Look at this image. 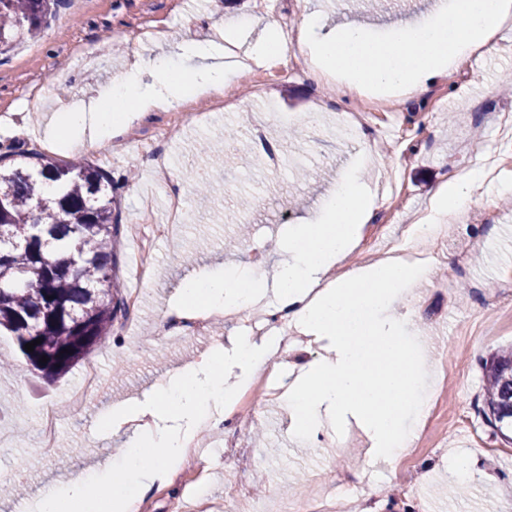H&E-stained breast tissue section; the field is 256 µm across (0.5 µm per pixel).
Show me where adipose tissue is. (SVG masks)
<instances>
[{"mask_svg":"<svg viewBox=\"0 0 512 512\" xmlns=\"http://www.w3.org/2000/svg\"><path fill=\"white\" fill-rule=\"evenodd\" d=\"M511 18L512 0H445L435 11L390 27L379 38L354 22L325 29L317 13L307 12L297 38L316 76L342 74L350 89L420 93L458 60L489 46ZM235 41L232 32L221 31L213 41L182 42L174 56L137 58L98 96L59 112L50 135L72 147H95L123 133L134 115L164 111L207 93L223 94L239 76L224 62L225 44ZM484 177L479 167L439 184L428 225L467 203ZM374 205L358 167H350L318 219L292 229L290 257L273 273L237 264L196 271L178 286L176 299L181 311L197 307L227 312L256 308L274 295L290 308L297 324L329 342L328 356L310 365L288 390L294 432L316 431L326 413L340 422L354 417L373 440L374 459L390 464L410 440L402 408L413 399L424 364L402 340L415 311L394 315L390 309L426 270L389 258L330 274L352 248ZM278 347L274 338L239 337L232 353L204 358L162 380L150 398L105 413L103 423L128 436L123 466L116 469L106 462L90 474L53 486L32 503V512H67L71 505L77 512H136L140 492L174 472L196 431L218 426L213 408L234 401ZM230 364L239 373L228 384L224 371Z\"/></svg>","mask_w":512,"mask_h":512,"instance_id":"obj_1","label":"adipose tissue"}]
</instances>
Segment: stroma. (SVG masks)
I'll return each mask as SVG.
<instances>
[{
    "label": "stroma",
    "mask_w": 512,
    "mask_h": 512,
    "mask_svg": "<svg viewBox=\"0 0 512 512\" xmlns=\"http://www.w3.org/2000/svg\"><path fill=\"white\" fill-rule=\"evenodd\" d=\"M436 0H199L175 16L172 0H81L77 9H62L50 27L0 55V154L8 146H39L52 123L57 103L94 97L134 54L147 53L150 40L142 28L166 27L167 44L212 39L217 28H240L226 61L245 55L261 33L260 21L272 17L279 29L296 30L304 10L318 11L326 26L350 18L381 31L430 9ZM500 48L469 55L446 79L428 85L420 95L400 98L385 93L378 112L365 128L366 139L346 136L337 116L364 111L367 101L342 91L341 81L317 83L312 71L285 69L282 58L252 64L233 86L226 112L215 114L209 99L195 101L209 113L196 129L174 111L141 115L122 135L121 152L105 157L85 153L88 162L111 171L118 200L120 233L116 275L122 293L139 290L135 326L125 340L98 345L56 382H47L20 356L12 337L0 336V354L12 361L0 372V408L12 419L0 426V471L13 473L14 490L0 496V512L23 507L48 486L94 465L102 457L120 464L122 436L99 423L112 407L149 397L168 373L220 348L231 350L243 324L231 318L215 321L208 335L159 337V316L174 307V292L191 268L231 261H250L262 253L274 268L288 248V228L314 219L337 179L362 150L383 158V167L362 172L378 190L380 171L395 176L397 193L379 201L373 224H390L405 235L416 217L428 214L435 186L451 174H462L482 158L491 173L474 197L448 217L443 231L451 263H436L409 291L408 302L421 312L410 332L424 339L429 359L416 386L437 408L423 447L406 449L393 464L374 463L371 442L356 422L343 429L326 426L307 441L289 431L288 399L256 392L240 407L229 430L198 431L195 442L209 472L204 490L219 512H295L298 503L331 501L336 487L351 480L356 494L341 501L348 508L374 512H512V445L492 435L480 409L484 392L481 362L512 345V302L483 310L474 294H460L459 283L496 289L512 286V209L499 192L512 183V40L496 35ZM104 48L108 69H93L90 50ZM268 115V139L283 155L280 170L263 163L247 167L229 163L212 171L211 199L195 202L191 182H184L186 212L172 233L141 246L133 234L143 212L164 216L167 195L153 183L151 167L140 152L154 128L165 130L162 156L171 177L208 165L198 146L223 144L233 129L240 144H249L248 117ZM250 202L248 239L233 249L225 242L237 234L239 199ZM140 250L152 271L139 280L129 262ZM290 352L271 354L267 366L281 386H289L299 367L317 360L325 343L294 329ZM100 376L97 390L84 407L73 410L67 394L81 387L88 368ZM52 406L60 417L55 447L35 439L40 409ZM235 435L233 447L225 432ZM463 457L473 464L468 482L449 481L448 463ZM190 477L176 469L171 478L141 493L142 512H176L196 504Z\"/></svg>",
    "instance_id": "stroma-1"
}]
</instances>
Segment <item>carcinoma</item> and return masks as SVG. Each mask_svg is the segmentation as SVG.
<instances>
[{
    "label": "carcinoma",
    "mask_w": 512,
    "mask_h": 512,
    "mask_svg": "<svg viewBox=\"0 0 512 512\" xmlns=\"http://www.w3.org/2000/svg\"><path fill=\"white\" fill-rule=\"evenodd\" d=\"M61 2L0 0V52L42 32ZM39 179L58 183L59 194H38ZM114 204L112 174L88 162L36 148L0 155V333L48 378L101 344L126 310L112 274L120 229ZM54 242L71 249L68 265L54 259ZM36 339L34 351L24 349ZM483 412L512 444V347L485 362Z\"/></svg>",
    "instance_id": "carcinoma-1"
}]
</instances>
